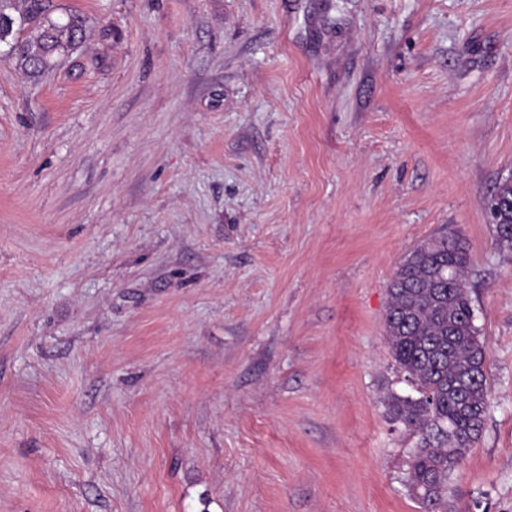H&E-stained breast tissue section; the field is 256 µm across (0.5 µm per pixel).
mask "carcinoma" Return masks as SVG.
Wrapping results in <instances>:
<instances>
[{"label": "carcinoma", "mask_w": 512, "mask_h": 512, "mask_svg": "<svg viewBox=\"0 0 512 512\" xmlns=\"http://www.w3.org/2000/svg\"><path fill=\"white\" fill-rule=\"evenodd\" d=\"M17 21L30 25V37L16 51L32 74L79 48L86 35L79 13L60 22L50 16L45 0H0V42L12 35L10 24ZM489 209L497 210L495 244L512 250V182L496 188ZM428 242L410 250L388 288L386 342L418 393L390 396L388 410L418 439L408 460L410 495L421 512H448L449 490L485 426L488 370L467 288V249L456 235Z\"/></svg>", "instance_id": "cac0c4a2"}]
</instances>
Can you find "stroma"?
Returning <instances> with one entry per match:
<instances>
[{
    "mask_svg": "<svg viewBox=\"0 0 512 512\" xmlns=\"http://www.w3.org/2000/svg\"><path fill=\"white\" fill-rule=\"evenodd\" d=\"M0 43V512H420L385 341L463 239L490 407L452 512H512V0H49ZM13 12L19 14L21 25L31 26L30 37L15 51L18 60L32 74L50 68L55 57L77 50L84 42L85 18L74 12L67 15L65 22L57 21L50 16L45 0H0V42L13 33L17 22ZM498 203L500 209L494 213L496 222L493 224L495 244L500 248L512 250V182L506 181L496 188L488 202L489 209L494 211Z\"/></svg>",
    "mask_w": 512,
    "mask_h": 512,
    "instance_id": "35a3bbf8",
    "label": "stroma"
}]
</instances>
